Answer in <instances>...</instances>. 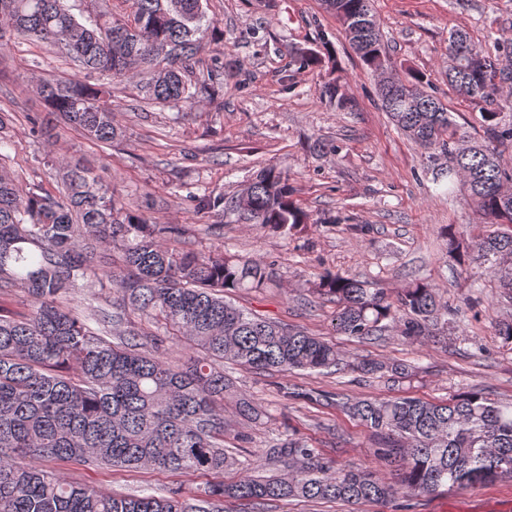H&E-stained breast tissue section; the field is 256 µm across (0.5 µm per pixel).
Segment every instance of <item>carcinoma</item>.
<instances>
[{
    "label": "carcinoma",
    "instance_id": "1",
    "mask_svg": "<svg viewBox=\"0 0 512 512\" xmlns=\"http://www.w3.org/2000/svg\"><path fill=\"white\" fill-rule=\"evenodd\" d=\"M323 4L366 69L392 67L371 0ZM2 28L11 39L58 49L77 67L83 77L41 80L36 90L47 112L108 146L122 136L114 85L135 82L145 100L177 106L208 93L219 76L215 68L206 81L186 79L215 29L203 0H131L128 14L100 9L80 17L69 0H0ZM447 79L460 94L490 105L488 141L469 144L458 136L418 73L401 81L402 93L379 89L381 107L431 155L451 159L441 177L458 176L489 224L471 245L475 259L512 291V171L493 145L512 141V125L500 126L492 108L500 85L512 79V51L493 57L456 30L448 39ZM323 97L338 111L348 108L338 77L324 84ZM199 204L282 235L310 223L288 176L275 167L259 171L241 197L208 195ZM181 236L118 202L76 162L56 195L22 187L0 166V293L18 288L29 301L24 315L0 314V512H224L226 497L255 507L294 498L394 500L397 491L376 472L339 468L295 438L267 450L285 473L213 483L194 503L179 489L164 497L110 495L42 468L51 458L98 469L222 474L239 464L220 440L230 389L224 362L256 372L341 369L335 345L229 301L272 285L269 265L228 256L219 246L207 253L181 248ZM116 255L122 268L114 271ZM103 275L123 293L114 311L78 316L61 304L78 278L98 282ZM313 294L336 305V332L358 339L393 326L415 340L448 324L447 306L423 281L409 283L392 302L366 280L326 273ZM160 331L183 338L196 356L177 366L153 354ZM356 368L392 379L410 373L404 364L366 359ZM344 408L380 437L379 460L404 465L407 496L512 478V402L467 391L439 403L399 396L346 401Z\"/></svg>",
    "mask_w": 512,
    "mask_h": 512
}]
</instances>
